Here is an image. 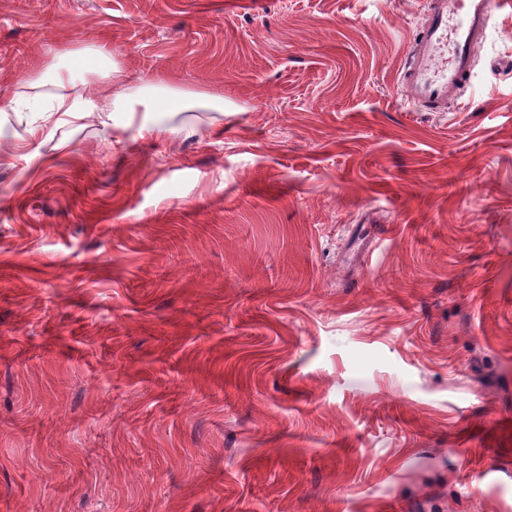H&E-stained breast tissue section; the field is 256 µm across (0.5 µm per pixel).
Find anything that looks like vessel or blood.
I'll list each match as a JSON object with an SVG mask.
<instances>
[{
  "label": "vessel or blood",
  "mask_w": 512,
  "mask_h": 512,
  "mask_svg": "<svg viewBox=\"0 0 512 512\" xmlns=\"http://www.w3.org/2000/svg\"><path fill=\"white\" fill-rule=\"evenodd\" d=\"M507 0H427L400 79L405 98L441 111L456 100L474 64L491 16Z\"/></svg>",
  "instance_id": "obj_1"
}]
</instances>
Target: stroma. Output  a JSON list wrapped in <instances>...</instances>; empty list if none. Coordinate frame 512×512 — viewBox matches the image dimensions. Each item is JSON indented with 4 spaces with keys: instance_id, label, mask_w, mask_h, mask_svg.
I'll return each instance as SVG.
<instances>
[{
    "instance_id": "obj_1",
    "label": "stroma",
    "mask_w": 512,
    "mask_h": 512,
    "mask_svg": "<svg viewBox=\"0 0 512 512\" xmlns=\"http://www.w3.org/2000/svg\"><path fill=\"white\" fill-rule=\"evenodd\" d=\"M424 2L0 0L1 125L85 47L224 95L0 144V512H512V5L425 112Z\"/></svg>"
}]
</instances>
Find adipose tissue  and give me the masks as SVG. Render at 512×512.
Segmentation results:
<instances>
[{
    "mask_svg": "<svg viewBox=\"0 0 512 512\" xmlns=\"http://www.w3.org/2000/svg\"><path fill=\"white\" fill-rule=\"evenodd\" d=\"M96 72L112 83L111 97L86 95L78 89L79 76L73 67L51 73L49 78L33 80V87L53 84L57 91L48 96L16 97L10 103L12 112L29 116L33 122L28 134L31 153H38L41 143L53 139L63 124L81 122L93 114L104 115V127L128 129L139 127L146 132L162 133L180 113L199 108L209 112L224 109V98L204 91L182 89L163 83H146L131 90L119 63L110 49L100 47L91 53Z\"/></svg>",
    "mask_w": 512,
    "mask_h": 512,
    "instance_id": "ef3b65f1",
    "label": "adipose tissue"
}]
</instances>
